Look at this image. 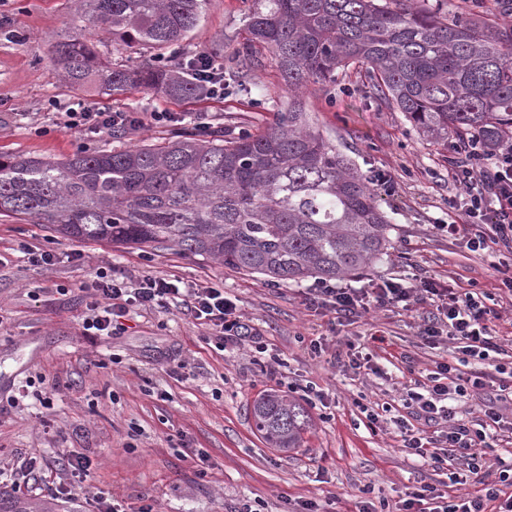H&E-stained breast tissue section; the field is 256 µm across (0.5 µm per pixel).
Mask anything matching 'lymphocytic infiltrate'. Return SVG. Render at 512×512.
<instances>
[{"instance_id":"obj_1","label":"lymphocytic infiltrate","mask_w":512,"mask_h":512,"mask_svg":"<svg viewBox=\"0 0 512 512\" xmlns=\"http://www.w3.org/2000/svg\"><path fill=\"white\" fill-rule=\"evenodd\" d=\"M56 109L57 125L86 139L115 129L136 131L148 125L173 126L187 119L199 133H209L213 128L201 114L186 119L176 112H96L82 102L60 103ZM453 165L454 178L461 189V220L441 225V232L454 239L465 238L471 250H483L489 243L483 226L490 219L495 224L494 241L512 249V146L502 149L489 163L469 151L464 158L454 160ZM305 300L314 309L346 320L373 309L391 307L408 311L420 303L431 304L425 339L448 337L459 344L463 354L482 360L483 365L465 372L449 362L437 363L427 377L425 392L411 393L409 418L398 419L395 425L408 453L453 465L449 474L451 484L469 483L476 491L465 495L442 493L432 484L424 483L410 492L394 512H512V464L499 465L493 472L483 457L484 448L498 437L512 434V421L492 402L474 427L460 419L456 408L448 403L453 394L462 397L493 385L502 391L508 388L507 383L499 381L497 374L484 366L485 360L499 350L487 324L491 308L471 294L439 288L428 280L417 286L387 281L368 288H340L324 281L308 289ZM173 302L181 304L221 345H262L260 334L242 321L234 301L219 286L188 284L168 275H145L129 286L114 279L103 267L95 272L89 314L82 327L87 334L108 336L128 307L152 310Z\"/></svg>"}]
</instances>
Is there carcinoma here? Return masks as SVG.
Returning a JSON list of instances; mask_svg holds the SVG:
<instances>
[{"label":"carcinoma","mask_w":512,"mask_h":512,"mask_svg":"<svg viewBox=\"0 0 512 512\" xmlns=\"http://www.w3.org/2000/svg\"><path fill=\"white\" fill-rule=\"evenodd\" d=\"M208 0H80L78 19L112 47L147 46L136 66L98 59L75 26L52 45L74 90L99 76L110 94L144 88L196 95L172 74L168 48L196 30ZM242 61L271 52L293 92L288 111L257 135L171 132L164 144L80 151L62 160L0 156V216L51 224L74 239L185 255L277 281L362 274L390 245L385 212L355 164L305 112L308 83L366 66L370 88L423 137L476 145L486 157L512 145V26L464 20L404 0H252ZM256 430L274 448H298L307 408L277 393L253 401Z\"/></svg>","instance_id":"cac0c4a2"}]
</instances>
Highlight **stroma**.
<instances>
[{
  "instance_id": "stroma-1",
  "label": "stroma",
  "mask_w": 512,
  "mask_h": 512,
  "mask_svg": "<svg viewBox=\"0 0 512 512\" xmlns=\"http://www.w3.org/2000/svg\"><path fill=\"white\" fill-rule=\"evenodd\" d=\"M251 0H208L184 52L217 54L224 63V95L170 97L150 90L109 95L96 82L67 86L51 59L77 15V0H0V154L63 159L82 149L111 150L168 137L151 127L92 140L54 124L52 100H83L105 110L203 112L225 133L254 134L287 111L291 93L270 54L242 67L237 52ZM308 112L336 146L373 182L392 224L382 261L351 288L383 281L462 288L490 297L499 317L490 325L512 364V250L473 252L440 225L456 221L458 193L448 163L456 138L423 140L404 118L372 94L366 70L348 67L334 84H309ZM46 128L38 137L31 123ZM391 186L377 184V174ZM52 251L54 265L29 263L25 245ZM82 259L73 260L71 252ZM117 276L176 275L214 283L261 334L263 352L220 347L207 329L177 309L131 308L111 336L82 328L97 268ZM312 280L277 282L200 256L166 248L137 249L61 237L47 225L0 219V462L34 457L35 480L0 486V512H75L81 488L114 500L120 512H286L310 500L321 512H356L364 499L395 503L417 481L437 487L448 467L406 455L393 420L415 381L436 362L457 361L448 341L422 337V306L386 308L352 320L306 309ZM319 341L320 354L310 350ZM370 348L371 373L350 366ZM50 401H43L44 388ZM275 392L299 400L311 426L300 448L269 447L255 430L250 408ZM379 413L370 424L364 410ZM84 457L85 475L68 463Z\"/></svg>"
}]
</instances>
